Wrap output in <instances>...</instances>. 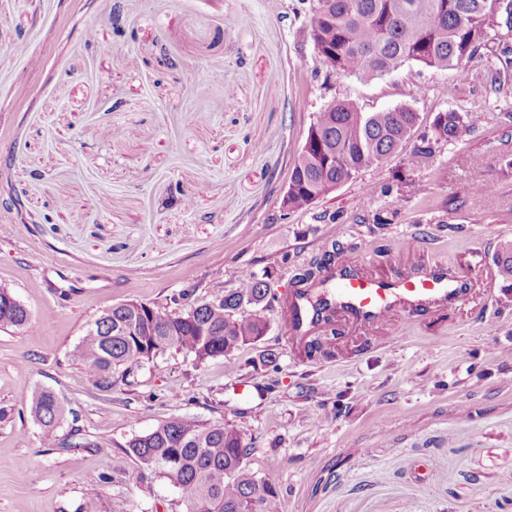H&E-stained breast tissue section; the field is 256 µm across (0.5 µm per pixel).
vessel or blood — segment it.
<instances>
[{
    "mask_svg": "<svg viewBox=\"0 0 512 512\" xmlns=\"http://www.w3.org/2000/svg\"><path fill=\"white\" fill-rule=\"evenodd\" d=\"M336 302L337 313L351 318L369 331L376 330L399 305L424 312L438 304L460 306L468 302L469 289L460 286L441 269L417 275L401 271L388 279L367 277L348 268L331 270L325 277ZM310 288L295 290L288 298V330L293 339L324 329Z\"/></svg>",
    "mask_w": 512,
    "mask_h": 512,
    "instance_id": "obj_1",
    "label": "vessel or blood"
}]
</instances>
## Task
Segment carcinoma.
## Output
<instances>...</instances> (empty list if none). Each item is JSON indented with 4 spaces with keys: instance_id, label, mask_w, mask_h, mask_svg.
I'll return each instance as SVG.
<instances>
[{
    "instance_id": "cac0c4a2",
    "label": "carcinoma",
    "mask_w": 512,
    "mask_h": 512,
    "mask_svg": "<svg viewBox=\"0 0 512 512\" xmlns=\"http://www.w3.org/2000/svg\"><path fill=\"white\" fill-rule=\"evenodd\" d=\"M512 29V0H309L307 26L316 54L329 71L371 80L408 62L468 78L467 63L479 52L488 32ZM420 116L407 106L363 112L348 100L333 101L315 113L305 141L290 169L288 212L308 209L320 197L365 167L378 165L419 136ZM473 129L469 112L437 113L433 142L418 146L408 165L419 167L433 145L457 142ZM496 267L505 287L512 288V244L498 254ZM253 310L240 313L241 302ZM276 294L269 273L246 269L224 302L196 304L193 312L168 307L143 313L135 302L114 305L85 328L71 360L87 368L92 384L112 388V375L156 359L168 349L196 362L226 357L265 335L263 315ZM31 312L21 302L0 305V329H28ZM32 414L42 427V443L55 445L54 428L62 409L51 392L36 393ZM141 466L172 482L188 512H281L275 484L258 480L243 467L246 445L231 423L172 418L129 444Z\"/></svg>"
}]
</instances>
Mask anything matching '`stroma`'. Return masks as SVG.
Here are the masks:
<instances>
[{
  "label": "stroma",
  "instance_id": "obj_1",
  "mask_svg": "<svg viewBox=\"0 0 512 512\" xmlns=\"http://www.w3.org/2000/svg\"><path fill=\"white\" fill-rule=\"evenodd\" d=\"M505 34L489 32L468 80L409 62L365 81L328 73L302 0H0V286L37 319L0 330V512H187L128 447L180 416L234 424L283 512H512V288L496 268L512 243V75L488 88ZM190 70L224 81L195 87ZM342 99L427 122L469 112L475 129L421 168L404 146L284 214L314 113ZM106 195L118 206L101 210ZM338 263L375 277L440 264L471 301L399 308L372 334L336 316L332 356L310 358L284 300ZM246 268L272 271L279 301L235 354L171 349L108 391L69 360L112 305L208 301ZM42 390L65 411L53 448L31 412Z\"/></svg>",
  "mask_w": 512,
  "mask_h": 512
}]
</instances>
